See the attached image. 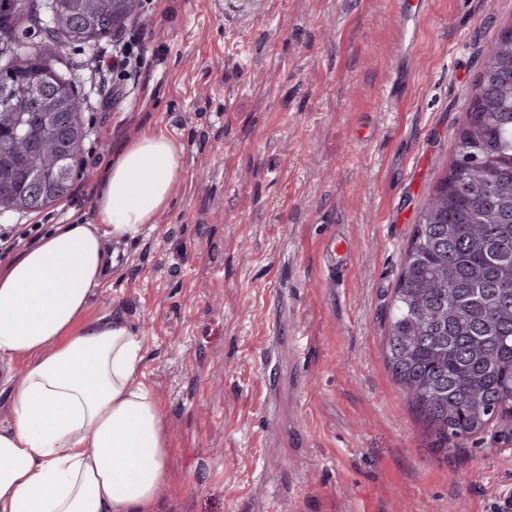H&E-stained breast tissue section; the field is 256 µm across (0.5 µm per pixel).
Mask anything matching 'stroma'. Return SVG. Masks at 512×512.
Instances as JSON below:
<instances>
[{"label":"stroma","instance_id":"35a3bbf8","mask_svg":"<svg viewBox=\"0 0 512 512\" xmlns=\"http://www.w3.org/2000/svg\"><path fill=\"white\" fill-rule=\"evenodd\" d=\"M138 0L137 78L66 44L76 186L143 132L183 174L88 317L122 314L171 444L160 512H512V424L451 449L386 366L387 306L512 0ZM79 193L0 225L92 220ZM347 241L343 271L324 248Z\"/></svg>","mask_w":512,"mask_h":512}]
</instances>
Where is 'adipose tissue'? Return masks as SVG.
<instances>
[{
	"label": "adipose tissue",
	"instance_id": "adipose-tissue-1",
	"mask_svg": "<svg viewBox=\"0 0 512 512\" xmlns=\"http://www.w3.org/2000/svg\"><path fill=\"white\" fill-rule=\"evenodd\" d=\"M182 174L161 132L103 161L93 220L59 224L0 267V512H157L166 475L165 412L143 380L145 349L119 314L85 313Z\"/></svg>",
	"mask_w": 512,
	"mask_h": 512
}]
</instances>
